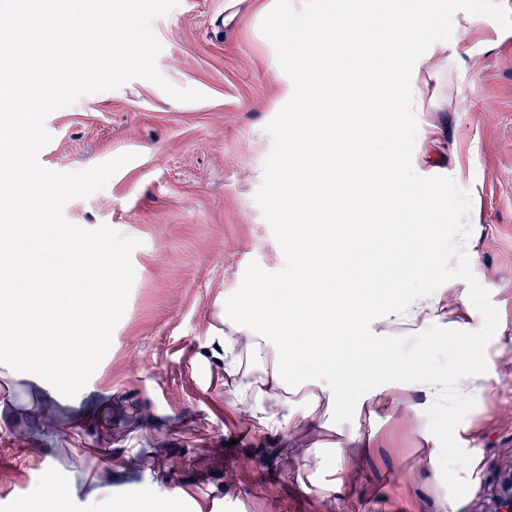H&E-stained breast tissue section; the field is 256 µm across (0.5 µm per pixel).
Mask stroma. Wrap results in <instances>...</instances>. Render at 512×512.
Wrapping results in <instances>:
<instances>
[{"instance_id":"obj_1","label":"stroma","mask_w":512,"mask_h":512,"mask_svg":"<svg viewBox=\"0 0 512 512\" xmlns=\"http://www.w3.org/2000/svg\"><path fill=\"white\" fill-rule=\"evenodd\" d=\"M298 0H180L153 23L162 45L157 68L179 88L202 93L181 102L135 78L80 97L45 121L51 141L40 165L75 172L131 154L106 187L64 208L86 229L105 224L138 240L126 311L111 346L74 397H52L31 380L0 383V401L26 421H0V512H83L86 478L101 490V512H191L170 499L182 488L214 512H438L437 490L470 492L462 512H477L501 468L512 464V0H448L427 35L459 53L448 88L467 108L451 122L447 145L434 148L431 176L442 214L416 246L429 262L447 260L454 287L467 290L472 324L493 363L482 401L462 407L481 427L468 433L472 474L420 478L416 431L398 416L373 423L375 446L361 475L340 493L313 487L296 437L248 430L226 404L224 371L202 363L224 300L253 279L288 291L299 268L288 253L291 228L273 187L295 118L282 88L297 61L278 28ZM476 206L474 266L451 254L464 207ZM372 224L336 276L359 265L391 277L372 256L394 227ZM441 366L415 338L398 337L378 356L377 374L401 361ZM56 487L40 495L45 464Z\"/></svg>"}]
</instances>
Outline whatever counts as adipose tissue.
Listing matches in <instances>:
<instances>
[{
  "mask_svg": "<svg viewBox=\"0 0 512 512\" xmlns=\"http://www.w3.org/2000/svg\"><path fill=\"white\" fill-rule=\"evenodd\" d=\"M315 7V0H302L300 10L284 21L286 30L304 38L294 48L296 79L285 89L302 120L289 129L300 150L288 163L287 179L276 183V198L284 214L296 216L310 206L302 187L317 180L324 202L351 211L368 185H382L380 214L407 232L395 235L374 260L408 287L395 292L358 274L351 285H336L337 259L359 246L369 230L361 224L347 230L321 224L316 235L303 232L289 241L299 264L318 267L317 287L300 279L279 296L255 285L242 289L223 317V332L205 353L223 368L224 392L250 428L267 435L288 430L336 448L329 469L317 449L306 452L308 470L331 475L323 491H341L360 472L364 451L373 445L364 426L382 411L400 413L431 444L433 471H473L469 449L458 445L457 419L460 407L486 388V338L468 323L467 291L449 287L446 267L423 260L413 248L428 232L430 213L440 207L427 177L431 149L446 141L449 113L464 109L461 99L448 95V44L436 40L425 54H415L425 41L429 12L411 9L404 0H345L342 8L331 5L320 13ZM348 32L356 46L349 71L365 85L352 95L340 92L323 58ZM399 82L406 85L401 96L381 94V87ZM381 112L424 113L412 159L398 151L395 129L371 125L370 116ZM379 294L385 304L378 309L373 301ZM435 326L464 333L468 356L461 364L445 372L401 366L374 376L380 349L398 336H426ZM41 351V338L30 337L24 347L27 369L0 361V379L31 373L52 388L76 382L80 370L68 353L45 358ZM295 388L303 392L297 400L290 396ZM432 409L448 415L447 447L435 445L426 420Z\"/></svg>",
  "mask_w": 512,
  "mask_h": 512,
  "instance_id": "adipose-tissue-1",
  "label": "adipose tissue"
}]
</instances>
